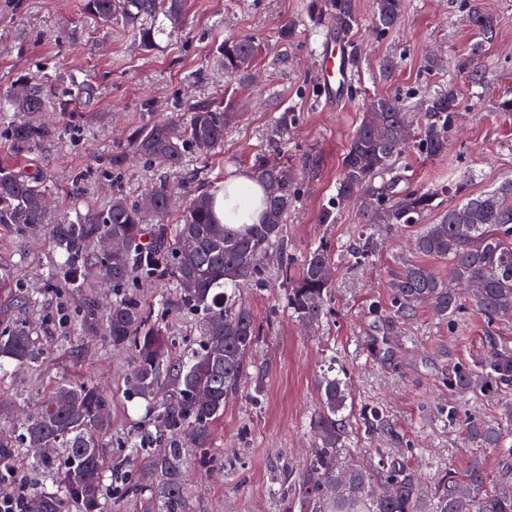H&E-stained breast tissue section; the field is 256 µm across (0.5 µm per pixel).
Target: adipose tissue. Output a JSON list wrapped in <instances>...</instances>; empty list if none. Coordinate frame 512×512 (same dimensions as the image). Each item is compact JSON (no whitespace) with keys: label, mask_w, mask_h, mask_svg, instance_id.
Segmentation results:
<instances>
[{"label":"adipose tissue","mask_w":512,"mask_h":512,"mask_svg":"<svg viewBox=\"0 0 512 512\" xmlns=\"http://www.w3.org/2000/svg\"><path fill=\"white\" fill-rule=\"evenodd\" d=\"M261 187L249 171L243 170L225 179L224 188L216 194L215 212L226 224H257L262 219Z\"/></svg>","instance_id":"adipose-tissue-1"}]
</instances>
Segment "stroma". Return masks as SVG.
<instances>
[{"label":"stroma","instance_id":"35a3bbf8","mask_svg":"<svg viewBox=\"0 0 512 512\" xmlns=\"http://www.w3.org/2000/svg\"><path fill=\"white\" fill-rule=\"evenodd\" d=\"M473 1L495 19L492 36L468 22ZM302 3L187 0L184 25L147 51L130 35L82 14L80 0H0V91L31 78L45 83L52 98L74 101L69 112H0V165L40 170L52 214L100 213L113 196L140 199L163 177L172 187L171 208L179 210L188 191L201 184L217 188L231 170L247 169L266 147L274 113L288 108L298 115L288 136L289 159L297 167L308 156L320 161L315 176L301 184L284 235L296 275L300 260L318 242L328 243L335 268L329 313L317 327L298 323L273 266L265 285L241 288L262 329L253 360L265 371L263 391L254 395L251 383H244L211 429L210 464H188L183 491L189 512H285L275 492L284 471H301L311 451L308 422L320 408L318 382L330 357L347 374L353 415L377 406L392 425L391 432L372 438L353 426L351 446L365 460L376 461L381 449L402 452L431 485L449 472L464 475L478 459L487 486L501 479L499 450L478 447L448 419L452 406L483 419L496 417L498 406L452 391L448 374L454 365L480 362L487 337L512 345V319L490 324L469 305L452 324L427 307L408 321L385 322L375 312L388 309V283L402 266L421 262L411 247L421 226L380 229L376 257L354 267L345 256L362 230L357 201L340 204L333 223H320L319 216L336 195L343 153L371 102L411 99L417 125L419 102L448 83L460 98L448 152L428 157L406 148L401 162L407 175L417 186L468 175L472 197L512 180V110L503 107L512 100V0H409L400 23L383 34L371 27L374 0H355L361 19L352 35L360 48L357 76L332 103L321 98L318 86V53L331 33ZM285 20L297 24L289 43L277 34ZM227 36H251L264 46L252 78L229 91L215 52ZM431 57L442 59L440 69H425ZM386 59L395 63L388 74L381 70ZM478 70L484 75L479 84L473 80ZM227 92L240 117L211 154L186 153L174 174L163 162L131 152L133 130L159 120L182 125L189 104ZM25 122L44 124L51 135L20 151L8 132ZM120 151L128 159L117 171L112 155ZM62 261L47 228L0 224V319L36 320L53 348L47 365L12 367L0 377V433L11 434L12 417L32 409L56 378L88 380L112 396V426L103 443L106 456L116 458L140 431L157 424L147 401L125 390L132 351L109 347L98 332L64 343L67 320L80 316L87 303L100 308L114 296L96 277L79 289L61 288L53 276ZM18 291L33 297L35 306H17Z\"/></svg>","mask_w":512,"mask_h":512}]
</instances>
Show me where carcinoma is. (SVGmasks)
Instances as JSON below:
<instances>
[{"label": "carcinoma", "instance_id": "obj_1", "mask_svg": "<svg viewBox=\"0 0 512 512\" xmlns=\"http://www.w3.org/2000/svg\"><path fill=\"white\" fill-rule=\"evenodd\" d=\"M407 0H376L374 29L385 33L397 26ZM307 15L319 16L337 35L346 37L360 25L354 0H306ZM89 18L130 33L142 46L153 49L163 33L159 18L176 28L182 23L184 0H82ZM467 19L485 34L495 22L478 7L468 9ZM260 51L252 37H226L216 47L224 67V82L245 81ZM18 93L0 92V112H43L49 104L44 87L19 81ZM459 99L456 90L441 88L421 106L423 122L412 130L409 105L397 98H378L370 104L350 137L336 184L334 206L322 211L321 222L334 221V207L354 198L359 201L364 230L348 251L352 264L360 265L375 255L378 224L401 227L416 224L435 201L448 192L446 185H410L405 168L398 164L403 149L411 145L428 157L448 152V134L455 122ZM184 130L157 122L130 134V144L141 154L162 159L179 168L184 152H207L224 142V132L239 118L231 95L220 102L188 106ZM296 114L285 110L273 116L266 130L267 150L249 165L253 179L264 190V213L259 224H224L215 214V196L200 188L190 192L174 221H169L171 187L165 179L153 182L137 201L123 196L112 200L101 214L72 218L61 215L48 222L44 198L45 178L38 172L0 166V224L36 229L49 224V232L63 251V281L75 286L96 273L112 281L115 301L98 315L89 308L72 325L73 334L86 327L101 329L110 346L131 349L137 367L127 379L128 390L147 399L170 433L147 432L131 443L129 452L105 459L101 435L112 426V397L97 387L68 377L54 381L34 410L18 425L15 440L0 439V469L15 466L23 448H48L34 461L41 484H51L53 496L44 507L68 504L78 512H109L112 484L105 472L124 485L136 487L153 503L152 512H187L181 473L186 448L178 431L194 434L197 463L209 462L211 427L224 415V404L238 397L242 381L252 379L253 400L262 392L263 371L254 366L253 352L260 341V326L250 308L236 300L235 289L261 285L266 265L276 257L282 281L287 284L288 311L301 322L316 324L327 315L332 293L331 255L319 242L304 257L298 278L291 277L293 258L283 235L288 212L299 196V180L285 154L288 132ZM48 135L32 123L13 127L10 137L18 149L30 148ZM122 240L119 252L94 258V246L103 236ZM192 239L188 250L184 242ZM417 253L447 262L455 287L450 288L434 271L407 263L388 285V322L408 320L429 306L448 319L464 309L460 290L477 283L474 307L492 324L512 317V181L477 197H465L427 224L414 241ZM145 278L167 279L173 292L161 313L195 314L200 318L199 347L174 353L168 346L159 318L146 311L131 285ZM33 320H12L0 328V372L4 362L42 364L48 348L38 336ZM448 386L472 393L490 404L502 401L512 389V347L497 337H486V352L479 364H460L448 377ZM199 390L212 394L210 403L195 399ZM321 408L309 419L316 442L305 465L303 479L275 492L288 507L298 502L303 512H512V467L500 483L485 489V472L474 461L465 482L450 473L425 487L416 471L401 456L379 454L372 464L350 451L351 406L347 382L329 366L319 380ZM369 433L384 432L390 423L376 409L362 414ZM468 437L481 448H498L512 458V407L503 408L495 421L467 416L459 419ZM148 455L146 468L134 470L131 461Z\"/></svg>", "mask_w": 512, "mask_h": 512}]
</instances>
